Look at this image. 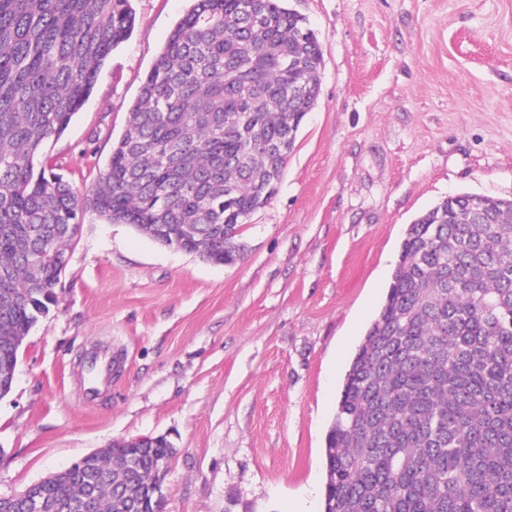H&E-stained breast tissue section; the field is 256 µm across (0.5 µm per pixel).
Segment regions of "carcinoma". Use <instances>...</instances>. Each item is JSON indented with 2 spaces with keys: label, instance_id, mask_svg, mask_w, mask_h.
I'll return each mask as SVG.
<instances>
[{
  "label": "carcinoma",
  "instance_id": "cac0c4a2",
  "mask_svg": "<svg viewBox=\"0 0 512 512\" xmlns=\"http://www.w3.org/2000/svg\"><path fill=\"white\" fill-rule=\"evenodd\" d=\"M130 0H0V396L91 208L230 265L320 93L283 0H195L142 81L90 201L34 159L130 35ZM167 440L43 480L40 512H153ZM323 512H512V200L450 195L408 225L326 435Z\"/></svg>",
  "mask_w": 512,
  "mask_h": 512
}]
</instances>
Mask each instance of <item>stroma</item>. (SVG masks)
Listing matches in <instances>:
<instances>
[{"label":"stroma","mask_w":512,"mask_h":512,"mask_svg":"<svg viewBox=\"0 0 512 512\" xmlns=\"http://www.w3.org/2000/svg\"><path fill=\"white\" fill-rule=\"evenodd\" d=\"M192 5L132 0L131 35L35 167L90 195ZM287 6L321 45V90L243 256L214 265L87 211L0 397V496L151 435L175 449L162 512H321L325 437L408 225L456 193L512 199V0ZM96 346L116 362L90 405Z\"/></svg>","instance_id":"1"}]
</instances>
